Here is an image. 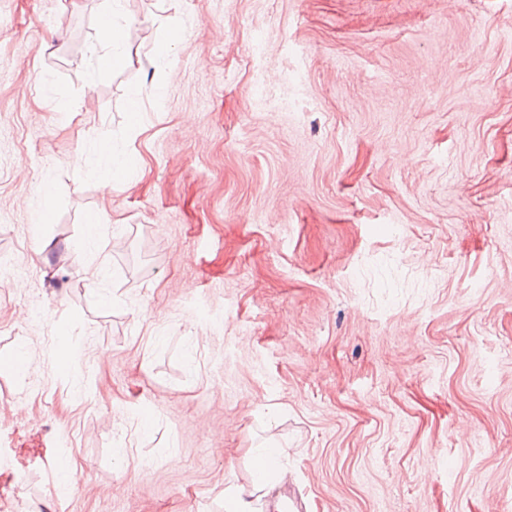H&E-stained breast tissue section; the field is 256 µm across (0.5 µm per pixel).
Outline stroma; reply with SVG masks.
<instances>
[{
	"label": "stroma",
	"mask_w": 512,
	"mask_h": 512,
	"mask_svg": "<svg viewBox=\"0 0 512 512\" xmlns=\"http://www.w3.org/2000/svg\"><path fill=\"white\" fill-rule=\"evenodd\" d=\"M103 6L0 0V512H224L259 446L303 512H512V0H122L100 74ZM120 0H108L103 13L106 25L98 26L97 43L90 49L95 58L96 69L100 73H109L125 59L126 25L118 9ZM129 167L125 159L117 153L112 145L103 143L99 149L97 177L101 181H114L127 176ZM96 221V224H95ZM93 224L84 226V235L88 240V243L95 249L93 256L90 258L88 264V272L91 280L97 281L99 280L105 269V262L101 255H105L106 248L109 244L108 240L102 238V224L101 219L93 215V213H88L85 216V224Z\"/></svg>",
	"instance_id": "obj_1"
}]
</instances>
